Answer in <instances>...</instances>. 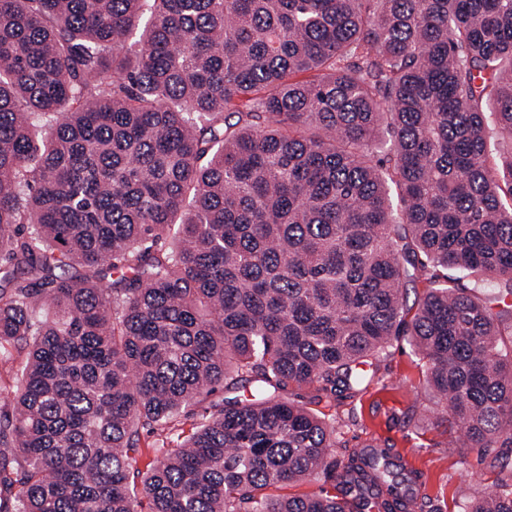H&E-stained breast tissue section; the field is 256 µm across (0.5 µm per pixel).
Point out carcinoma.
I'll use <instances>...</instances> for the list:
<instances>
[{
  "label": "carcinoma",
  "mask_w": 512,
  "mask_h": 512,
  "mask_svg": "<svg viewBox=\"0 0 512 512\" xmlns=\"http://www.w3.org/2000/svg\"><path fill=\"white\" fill-rule=\"evenodd\" d=\"M489 112L512 140V0H0V512H424L292 399L401 337L464 447L512 448Z\"/></svg>",
  "instance_id": "cac0c4a2"
}]
</instances>
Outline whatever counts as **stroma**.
Listing matches in <instances>:
<instances>
[{
    "label": "stroma",
    "instance_id": "stroma-1",
    "mask_svg": "<svg viewBox=\"0 0 512 512\" xmlns=\"http://www.w3.org/2000/svg\"><path fill=\"white\" fill-rule=\"evenodd\" d=\"M316 409L336 421V453L369 442L393 444L424 472L426 493L441 512H457L512 472V448H493L484 456L449 452V434L439 422L446 406L426 390L421 362L403 339L393 342L367 392L325 398Z\"/></svg>",
    "mask_w": 512,
    "mask_h": 512
}]
</instances>
